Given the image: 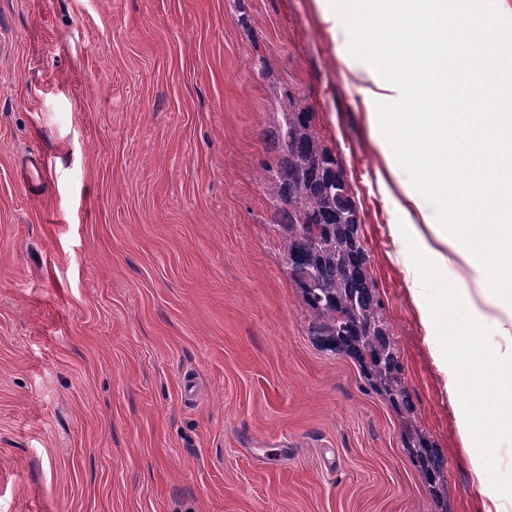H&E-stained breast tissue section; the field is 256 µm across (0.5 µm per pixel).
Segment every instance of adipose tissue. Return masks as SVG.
I'll list each match as a JSON object with an SVG mask.
<instances>
[{"label": "adipose tissue", "instance_id": "obj_1", "mask_svg": "<svg viewBox=\"0 0 512 512\" xmlns=\"http://www.w3.org/2000/svg\"><path fill=\"white\" fill-rule=\"evenodd\" d=\"M464 0H434L433 5L418 8L412 18V27L425 40L427 55L433 62L442 56L465 61L472 74L469 86L471 96H478L487 84L498 87V103H512V75L489 73L484 64L492 52L512 54V22L502 23L497 15H490L488 22L477 36H464L462 18ZM467 140L477 144L480 165L476 174L480 180L497 182L498 173L512 169V115L498 111L491 113L469 112L465 115ZM452 178L446 156H435L431 169L417 172L418 182L427 184L429 194L423 195L408 187L404 190L407 202L421 215L425 227L416 239H399L396 253L411 283L409 288L420 323L427 331L426 342L430 347L439 372L444 377L449 398H456L461 391L462 376L489 377L492 387L489 401H496L500 391L512 389V289L503 287L500 270L488 263L485 254L491 243L512 240V225L503 223V216L512 212V186L490 196L466 197L459 202L461 221L477 216L479 225L471 232V244L464 247L448 233L445 224L436 222L428 205L429 198H442L448 191ZM461 270L454 291H447L449 267ZM429 270L439 285L438 300L425 298L416 286L422 270ZM463 300L475 324L490 326L499 336L491 358L479 356L483 343L480 337H470L468 348L472 358L463 364L449 366L441 337L434 329L441 300L448 296ZM476 420L473 415L461 412L456 417L459 438L466 450L474 475L473 492L480 500L481 512H507L512 504V486L490 481L485 473V451L473 447L472 436Z\"/></svg>", "mask_w": 512, "mask_h": 512}]
</instances>
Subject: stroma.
Here are the masks:
<instances>
[{
    "instance_id": "1",
    "label": "stroma",
    "mask_w": 512,
    "mask_h": 512,
    "mask_svg": "<svg viewBox=\"0 0 512 512\" xmlns=\"http://www.w3.org/2000/svg\"><path fill=\"white\" fill-rule=\"evenodd\" d=\"M315 0H0V512H438L388 400L314 336L275 207L274 95L314 115L448 512L459 406L396 236L417 214Z\"/></svg>"
}]
</instances>
